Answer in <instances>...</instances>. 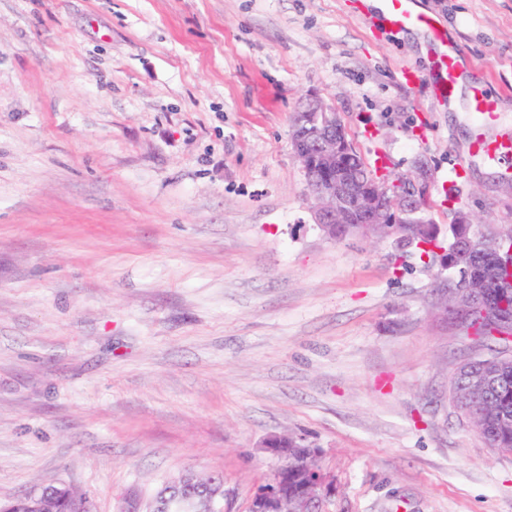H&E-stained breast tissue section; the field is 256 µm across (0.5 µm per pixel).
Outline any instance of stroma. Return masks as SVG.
<instances>
[{"mask_svg":"<svg viewBox=\"0 0 512 512\" xmlns=\"http://www.w3.org/2000/svg\"><path fill=\"white\" fill-rule=\"evenodd\" d=\"M413 4L462 50L453 104L366 0H0V504L62 482L144 512L193 471L249 512L288 433L325 512H512V454L450 397L495 343L428 257L323 234L290 147L320 98L433 223L512 224L469 112L484 89L512 130V0Z\"/></svg>","mask_w":512,"mask_h":512,"instance_id":"1","label":"stroma"}]
</instances>
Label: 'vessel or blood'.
I'll use <instances>...</instances> for the list:
<instances>
[{
  "label": "vessel or blood",
  "mask_w": 512,
  "mask_h": 512,
  "mask_svg": "<svg viewBox=\"0 0 512 512\" xmlns=\"http://www.w3.org/2000/svg\"><path fill=\"white\" fill-rule=\"evenodd\" d=\"M379 21L387 29L403 33L421 32L432 50V67L437 73L434 91L440 99H452L462 79V61L458 48L449 40L448 31L434 14L415 11L412 0H381ZM496 110L493 98L474 93L471 112L477 131L474 146L485 158L500 166L512 167V134L502 132L485 136L483 127Z\"/></svg>",
  "instance_id": "1"
}]
</instances>
